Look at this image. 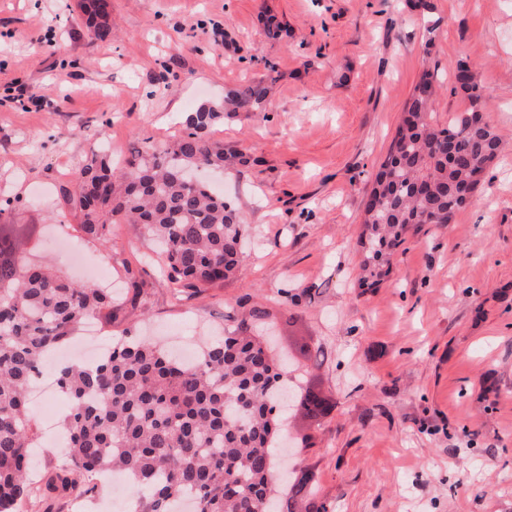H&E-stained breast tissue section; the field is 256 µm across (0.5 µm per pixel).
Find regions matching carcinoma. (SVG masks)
Returning <instances> with one entry per match:
<instances>
[{"label": "carcinoma", "instance_id": "cac0c4a2", "mask_svg": "<svg viewBox=\"0 0 512 512\" xmlns=\"http://www.w3.org/2000/svg\"><path fill=\"white\" fill-rule=\"evenodd\" d=\"M80 7L92 18L94 38L112 40L111 0H80ZM442 86L440 74L423 69L373 180L359 234L364 288L389 275L410 226L448 224L474 205L477 199L464 202L459 193L475 190V176L500 154L492 124L465 118L489 112L490 93L474 68L464 60L453 68L451 91L467 105L445 127L434 112ZM269 92L265 78L226 89L223 109L200 106L186 115L175 141L144 139L119 169L109 153H92L63 188L79 231L106 247L110 225H143L160 244L176 297L237 276L246 234L241 212L207 181L177 173L250 164L248 150L226 152L206 132L240 112L266 111ZM32 237L25 224H0V512H22L53 492L81 487L86 494L95 477L111 471L127 475L134 512H178L188 495L196 512H299L298 501L310 497L307 474L295 478L277 506L270 504L286 369L263 336L246 327L206 344L192 365L146 340L123 338L93 365L61 367L56 383L71 402L67 462L46 478H32L28 389L44 355L112 304L92 283L66 282L29 264L23 248ZM295 406L312 420L330 409L310 387Z\"/></svg>", "mask_w": 512, "mask_h": 512}]
</instances>
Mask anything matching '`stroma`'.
Listing matches in <instances>:
<instances>
[{
  "instance_id": "stroma-1",
  "label": "stroma",
  "mask_w": 512,
  "mask_h": 512,
  "mask_svg": "<svg viewBox=\"0 0 512 512\" xmlns=\"http://www.w3.org/2000/svg\"><path fill=\"white\" fill-rule=\"evenodd\" d=\"M432 2L423 17L405 0H111L101 42L77 0H0V222L35 225L31 260L67 280L108 265L113 287L139 281L135 302L96 316L102 348L116 336L198 347L264 308L293 384L331 403L320 422L284 423L288 470L311 477L327 512H512V0ZM270 15L286 36H265ZM460 59L492 92L499 157L476 205L414 225L390 276L360 287L364 202L401 107L424 66L445 74ZM269 62L268 111L208 132L254 159L218 181L247 225L238 278L176 299L140 225H112L108 250L81 239L60 196L69 163L175 139L186 113L221 106ZM162 77L166 93L152 96ZM304 342L320 361L301 356ZM69 406L58 391L33 400L39 475L61 462L53 438ZM79 500L129 512L107 476L54 512Z\"/></svg>"
}]
</instances>
